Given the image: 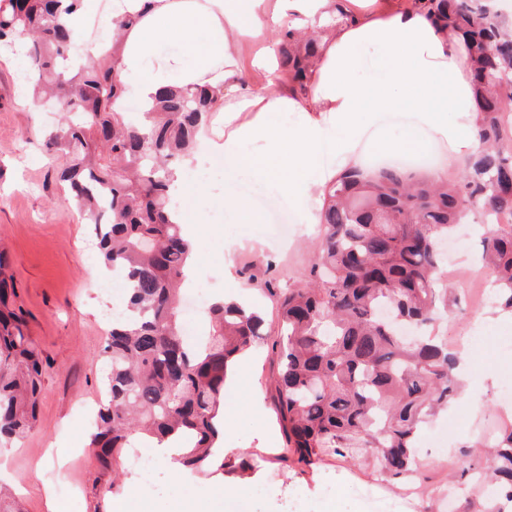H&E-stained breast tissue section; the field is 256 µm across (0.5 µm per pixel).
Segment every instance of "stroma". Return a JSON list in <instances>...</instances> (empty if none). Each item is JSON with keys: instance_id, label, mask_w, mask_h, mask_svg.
I'll return each mask as SVG.
<instances>
[{"instance_id": "1", "label": "stroma", "mask_w": 512, "mask_h": 512, "mask_svg": "<svg viewBox=\"0 0 512 512\" xmlns=\"http://www.w3.org/2000/svg\"><path fill=\"white\" fill-rule=\"evenodd\" d=\"M26 61L0 58V247L14 275L27 331L43 361L37 420L26 433L0 444V484L10 488L22 512H47L42 484L52 482L60 499H72V512H113V502L126 512H459V500H447L450 470L442 455L460 459L484 429L512 421V404L502 403L500 389L512 386V315L495 305L475 310L465 293L477 281L478 239H471L445 269L449 311L434 323L447 340L466 332L471 340L463 354L474 372L463 379L465 392L479 400L473 408L454 401L447 412L421 432L419 454L424 463L421 492L411 503L400 494L398 480H383L372 463L327 457L309 470L282 468L273 451L283 438L274 404L275 363L272 344L278 323L263 290L265 281L285 287L300 281L311 265L318 243L313 224L295 223L288 238H272L262 224H228L223 207L212 211L195 245L196 284L206 296L221 292L260 307L267 336L247 355V366H233V385L226 388L228 421L224 452L215 472L162 474L163 493L155 498L131 495L143 479L127 461L117 467L96 462L88 446L93 423L86 415L101 403L108 366L102 354L109 329L108 309L122 290L112 282L101 293L102 262L79 209L67 201L57 173L65 156L47 148L48 133L62 113L26 106ZM270 261V269L248 272L254 253ZM75 444L64 469H56L53 447L59 437ZM253 464L235 471L240 458ZM223 481V496H214L213 481Z\"/></svg>"}]
</instances>
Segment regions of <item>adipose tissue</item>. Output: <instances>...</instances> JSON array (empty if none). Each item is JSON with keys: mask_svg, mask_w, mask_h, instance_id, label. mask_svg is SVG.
Segmentation results:
<instances>
[{"mask_svg": "<svg viewBox=\"0 0 512 512\" xmlns=\"http://www.w3.org/2000/svg\"><path fill=\"white\" fill-rule=\"evenodd\" d=\"M333 0H116L103 10L112 26L136 16L118 41L117 67L127 89L151 107L159 87L176 84L214 94L223 125L203 123L185 165L201 169L224 160V216L233 224H259L263 217L231 187L249 174L274 183L301 205L314 223V189L346 168L353 149L383 113L401 104L413 112L414 130L401 145L418 147L414 132L428 130L449 142V161L474 153L478 142L462 135L474 100L461 35L435 27L413 4L378 12L362 9L358 20L322 36L307 93L267 82L241 91V46H254L251 64L275 73L280 52L268 31L326 24ZM382 51L371 86L355 82L370 51ZM294 122H286L288 114Z\"/></svg>", "mask_w": 512, "mask_h": 512, "instance_id": "obj_1", "label": "adipose tissue"}]
</instances>
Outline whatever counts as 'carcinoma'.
Returning <instances> with one entry per match:
<instances>
[{
	"mask_svg": "<svg viewBox=\"0 0 512 512\" xmlns=\"http://www.w3.org/2000/svg\"><path fill=\"white\" fill-rule=\"evenodd\" d=\"M80 0H0V54L36 65L33 99L61 100L64 121L48 144L69 157L60 179L81 209L104 265L125 277L124 316L112 319L103 353L108 393L90 445L117 466L136 433L194 440L180 464L203 472L224 434V386L232 358L264 336V318L230 301L209 309L212 332L194 349L180 328V285L191 246L170 218L171 159L190 151L216 100L204 89L165 86L133 127L112 110L125 85L110 41L73 62L61 15ZM432 22L465 36L478 151L455 180L382 167L345 170L327 183L319 251L304 279L267 287L280 325L275 406L285 446L278 458L311 466L325 456H371L380 475L414 479L421 428L460 393L459 353L430 332L448 308L442 246L478 213L481 269L496 304L512 312V150L503 146L512 106V31L491 0H414ZM320 34L282 35L283 74L307 89ZM14 278L0 252V438L36 418L41 363L22 317L10 308ZM486 467L458 464L465 512L512 503V423L473 444Z\"/></svg>",
	"mask_w": 512,
	"mask_h": 512,
	"instance_id": "cac0c4a2",
	"label": "carcinoma"
}]
</instances>
